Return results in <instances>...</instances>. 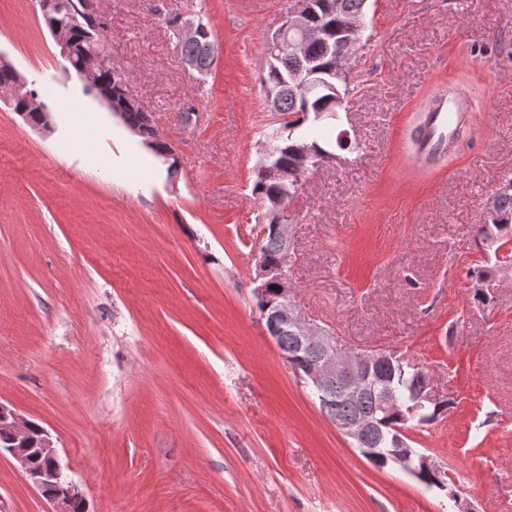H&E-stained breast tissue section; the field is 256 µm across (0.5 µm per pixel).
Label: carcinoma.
<instances>
[{"mask_svg":"<svg viewBox=\"0 0 512 512\" xmlns=\"http://www.w3.org/2000/svg\"><path fill=\"white\" fill-rule=\"evenodd\" d=\"M62 2L63 7L58 11L43 16L47 26H59L69 21V9L79 8L89 0ZM169 25L173 26L172 33L181 46L182 57L194 63L198 74H207L218 53L208 24L199 22L200 33L197 39L189 41L181 40L177 21L172 20ZM310 27L312 35L307 42V56L312 76L304 90H294L290 81V73L297 66L295 58L286 53L279 60H263L262 87L278 93L280 109L279 119L270 125L266 133V137L272 140L275 156L264 165L256 164L251 194L264 209V219L257 233V259L264 261L267 271L264 283L270 296L276 294L274 287L280 286L283 259V245L275 229L281 216L273 214L274 204H290L295 193L292 175L300 172L302 164L314 167L334 156V152L329 150V133L322 121L336 119L340 110L346 108L340 99H348L351 92L349 88L336 85L335 78L330 75L336 51L349 38V34L339 32L341 24L336 21V16L326 14L320 7L312 16ZM91 41L100 46L105 42L102 23H97L93 28L85 26L73 35V55L65 58L71 69H77L78 61ZM134 100L131 86L124 84L112 88V103L123 109L124 122L141 128L153 140L152 152L168 164V170L177 168L178 159L173 146L154 135L145 112L135 106ZM495 194L497 209L491 223L497 225L499 247H508L497 261L506 263L512 261V179L500 184ZM469 278L476 286L474 298L481 303L489 301L488 292L478 287L479 283L488 278V273L481 268H474L469 272ZM275 342L296 374L302 376L316 366V350L299 349L295 337L288 329H281L276 334ZM388 355L389 363L372 369V387L364 397L350 403L339 393L333 392L330 394L331 401H319L322 412L334 423L341 424L373 411L380 393L391 391L398 399V409L382 419L383 430L387 433L410 424L424 428L448 413L453 405L448 399L437 403L418 401L417 395L427 381L426 371L400 352L390 350Z\"/></svg>","mask_w":512,"mask_h":512,"instance_id":"obj_1","label":"carcinoma"}]
</instances>
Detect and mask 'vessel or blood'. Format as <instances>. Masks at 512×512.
<instances>
[{
	"mask_svg": "<svg viewBox=\"0 0 512 512\" xmlns=\"http://www.w3.org/2000/svg\"><path fill=\"white\" fill-rule=\"evenodd\" d=\"M479 107L472 93L457 85L433 99L414 136L411 165L418 166L443 153L453 152L473 122Z\"/></svg>",
	"mask_w": 512,
	"mask_h": 512,
	"instance_id": "obj_1",
	"label": "vessel or blood"
}]
</instances>
